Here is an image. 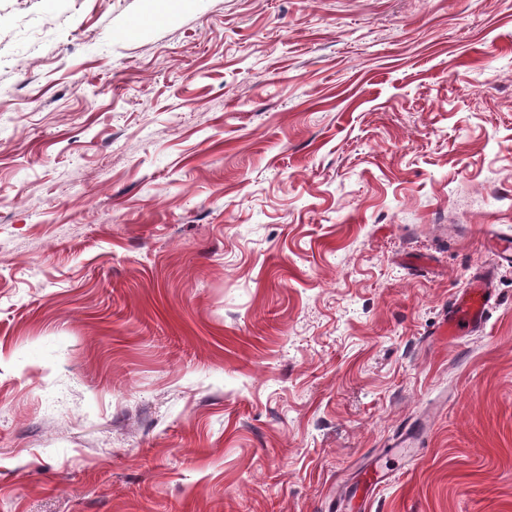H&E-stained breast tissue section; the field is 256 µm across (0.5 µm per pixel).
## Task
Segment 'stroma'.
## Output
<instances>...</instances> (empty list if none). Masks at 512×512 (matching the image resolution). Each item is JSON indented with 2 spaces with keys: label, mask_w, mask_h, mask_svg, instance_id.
Returning a JSON list of instances; mask_svg holds the SVG:
<instances>
[{
  "label": "stroma",
  "mask_w": 512,
  "mask_h": 512,
  "mask_svg": "<svg viewBox=\"0 0 512 512\" xmlns=\"http://www.w3.org/2000/svg\"><path fill=\"white\" fill-rule=\"evenodd\" d=\"M149 6L0 0V512H512V0ZM491 281L486 276L475 277L471 286L453 295L435 335L462 336L478 329L484 322L491 300Z\"/></svg>",
  "instance_id": "1"
}]
</instances>
